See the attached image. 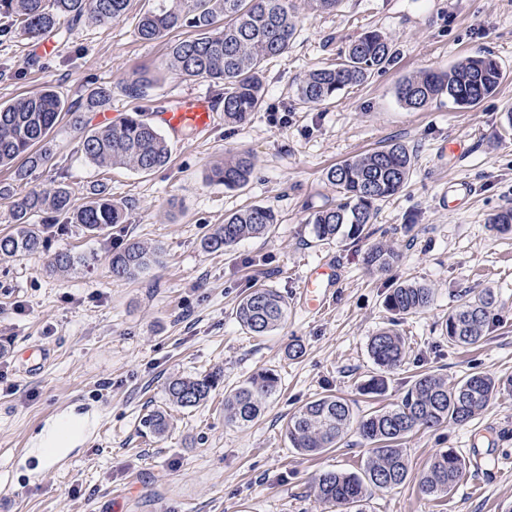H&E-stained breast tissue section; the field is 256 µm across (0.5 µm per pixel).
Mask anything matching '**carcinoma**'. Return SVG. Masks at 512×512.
<instances>
[{"instance_id":"cac0c4a2","label":"carcinoma","mask_w":512,"mask_h":512,"mask_svg":"<svg viewBox=\"0 0 512 512\" xmlns=\"http://www.w3.org/2000/svg\"><path fill=\"white\" fill-rule=\"evenodd\" d=\"M131 0H0V14L14 18L34 39L56 36L65 24L83 18L98 22L117 20L129 10ZM197 31L196 37L170 45L167 66L188 77H201L224 84V122L244 123L265 101L262 75L265 63L288 51L296 30L294 0H157L141 14L137 34L144 41L162 38L175 27ZM395 57L390 40L377 30H367L352 40L336 63L309 71L299 83L303 103L329 101L350 85L362 84L382 71ZM503 77L500 62L488 52H478L435 72L425 71L404 78L396 87L402 105L413 111L434 100L448 98L460 109L472 108L494 96ZM154 80L147 70H137L124 81V90L142 99ZM144 110L125 117L109 128L88 130L81 140L84 157L99 166L123 165L148 173L164 167L170 159L167 141L158 128L143 118ZM68 114L74 124L82 116L53 90L45 89L12 102L0 103V167L27 168L46 163L50 156L48 135L59 118ZM412 159L400 144L345 160L328 172L339 201L318 211L312 224L316 237L331 240L348 236L367 239L375 215V203L400 193L409 181ZM250 153L238 152L213 165L208 179L227 189L245 186L251 177ZM11 230L0 235V258L35 254L45 247L47 234L56 224H79L99 235L125 219L123 208L112 201L102 185L83 207L72 206L71 192L59 184L45 192L32 191L11 202ZM45 214L43 224L31 218ZM277 216L273 209L254 205L224 218L204 238L208 251H220L245 238L266 234ZM397 259L396 252L373 244L367 264L385 271ZM81 257L68 251L54 254L51 266L68 271ZM159 263V255L139 242H129L110 257L112 275L130 279ZM433 292L424 285L401 283L386 296L388 311L408 315L426 310ZM496 297L490 290L471 297L458 295L457 306L442 323L443 335L454 345H474L485 338ZM287 305L273 288H252L239 301L236 317L257 336L275 332L284 322ZM368 352L383 372L399 368L407 355L406 341L391 327L372 336ZM221 383L210 372L196 377H172L165 383L171 404L196 408L205 404ZM279 377L271 370H258L237 388L224 391V415L235 424L259 417L266 398L276 392ZM500 382L483 372H471L456 384L434 372L418 375L400 402L388 408L357 416L350 403L339 396L323 395L299 408L286 422L290 447L307 454L338 448L351 428L371 445V454L359 473L325 471L315 483L319 500L341 512H364L367 487L398 489L404 486L408 468L402 441L421 427L465 425L484 410ZM146 431L161 435L168 429L167 415L154 411L142 421ZM465 462L448 448L435 455L421 480L429 497L448 494L464 472Z\"/></svg>"}]
</instances>
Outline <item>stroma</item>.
<instances>
[{"label":"stroma","instance_id":"obj_1","mask_svg":"<svg viewBox=\"0 0 512 512\" xmlns=\"http://www.w3.org/2000/svg\"><path fill=\"white\" fill-rule=\"evenodd\" d=\"M153 5L133 0L111 23L81 20L56 37L49 55L0 16V102L48 86L83 118L78 126L61 117L49 134L50 160L20 178L0 168V186L19 198L62 183L77 208L104 186L126 216L110 237L67 224L50 234L46 251L0 260V501L8 502V512H330L315 496V477L360 471L369 447L353 433L341 447L303 454L285 436L289 416L329 393L365 414L400 401L419 373L435 372L453 384L478 370L501 383L488 407L466 425L409 436L406 485L369 487L366 509L512 512V231L489 224L512 207V0H342L330 14L301 12L287 53L264 68L265 107L233 126L224 122L223 85L166 66L170 44L191 29L139 39L138 19ZM368 29L391 40L394 62L332 101L302 103V77L334 62ZM477 52L491 53L504 71L494 97L466 110L444 100L419 112L398 101L404 77ZM144 67L157 76L147 90L149 107H168L185 94L209 96L212 129L203 137L167 134L170 160L148 174L89 162L80 152L81 129L98 121L88 95L111 89L108 107L120 122L138 105L122 83ZM392 143L408 149L412 174L402 192L377 203L370 240H319L311 220L337 201L329 169ZM451 143L464 146L463 157L448 152ZM237 151L254 157L248 185L230 190L209 182L210 167ZM458 181L472 193L452 207L448 188ZM253 205L275 211L278 222L268 235L217 252L203 249L205 234ZM130 240L158 250L160 262L137 278L115 279L109 256ZM372 243L397 252L389 270L365 263ZM58 251L81 256V264L52 271ZM326 262L342 278L316 312L304 304L302 289L310 270ZM400 283L431 288V307L393 318L384 301ZM261 284L288 305L284 324L268 336L251 335L235 314L238 300ZM459 290L497 297L485 341L469 348L442 334ZM389 325L406 340V360L385 376L382 393L368 394L364 385L381 374L367 345ZM294 343L303 348L297 358L287 355ZM31 345L51 351L36 373L18 357ZM260 369L279 376L278 391L253 422H228L225 390ZM213 371L221 372L223 388L206 405L168 404V378ZM73 406L89 417L71 450L73 462L30 480L16 455ZM156 409L169 419L160 437L141 427ZM448 448L470 464L452 492L428 497L420 479Z\"/></svg>","mask_w":512,"mask_h":512}]
</instances>
